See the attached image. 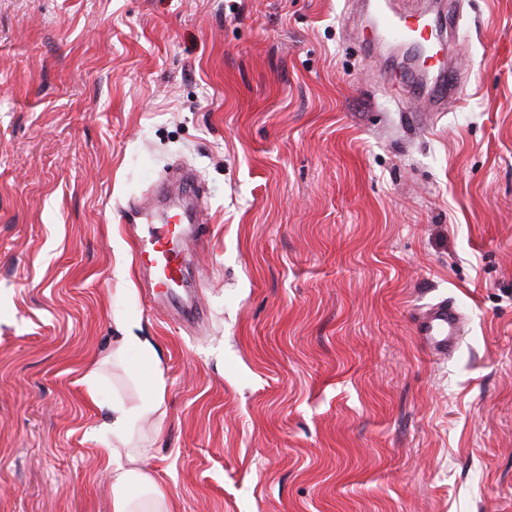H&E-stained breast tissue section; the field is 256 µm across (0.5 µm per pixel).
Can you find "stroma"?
Wrapping results in <instances>:
<instances>
[{
    "label": "stroma",
    "mask_w": 512,
    "mask_h": 512,
    "mask_svg": "<svg viewBox=\"0 0 512 512\" xmlns=\"http://www.w3.org/2000/svg\"><path fill=\"white\" fill-rule=\"evenodd\" d=\"M450 2L435 111L363 0H0V512H112L99 427L151 370L88 391L118 319L175 512H512V0ZM178 165L190 319L124 221ZM420 80L425 84H431L434 87H439L437 98H445L448 93H457L458 79L453 69L448 67V64L443 61L439 62L432 70L422 65L419 72ZM462 321L463 316L454 305L436 303L417 314L416 333L432 353L446 355L459 341ZM117 332V344L110 357L117 356L129 349H136L142 357L153 359L155 356L154 342L148 337L144 336L138 325L131 320H124L119 324ZM165 383L163 380V371L160 363L153 364L152 379L148 384V406L144 408L145 412L155 413L161 406L164 399Z\"/></svg>",
    "instance_id": "35a3bbf8"
}]
</instances>
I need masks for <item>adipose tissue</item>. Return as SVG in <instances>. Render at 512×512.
Listing matches in <instances>:
<instances>
[{"mask_svg":"<svg viewBox=\"0 0 512 512\" xmlns=\"http://www.w3.org/2000/svg\"><path fill=\"white\" fill-rule=\"evenodd\" d=\"M103 473L112 485V512H173L167 491L131 448L103 449Z\"/></svg>","mask_w":512,"mask_h":512,"instance_id":"1","label":"adipose tissue"}]
</instances>
